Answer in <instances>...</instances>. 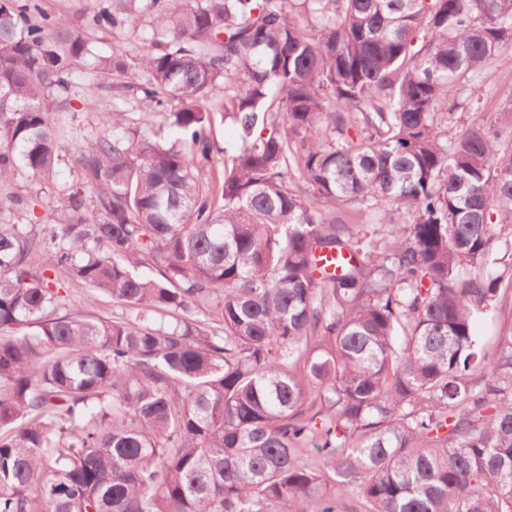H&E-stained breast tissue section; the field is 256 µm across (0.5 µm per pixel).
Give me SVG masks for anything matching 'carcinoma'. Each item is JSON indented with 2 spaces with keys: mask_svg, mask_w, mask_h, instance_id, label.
Instances as JSON below:
<instances>
[{
  "mask_svg": "<svg viewBox=\"0 0 512 512\" xmlns=\"http://www.w3.org/2000/svg\"><path fill=\"white\" fill-rule=\"evenodd\" d=\"M506 43L512 0H0V188L53 180L88 61L165 107L101 113L46 222L0 215V512H512V335L473 329L512 129L448 137ZM213 136L220 152L215 154V161L212 169L209 171V177L221 178L224 170V145L231 144L235 141V130L233 125L225 124L220 117L216 119ZM223 149V152H222ZM90 293L91 290L83 286H72V288H70L72 302L77 304L86 313L104 316L125 315V310L112 305V301L102 296L98 297V302L94 307L88 306L86 298Z\"/></svg>",
  "mask_w": 512,
  "mask_h": 512,
  "instance_id": "obj_1",
  "label": "carcinoma"
}]
</instances>
